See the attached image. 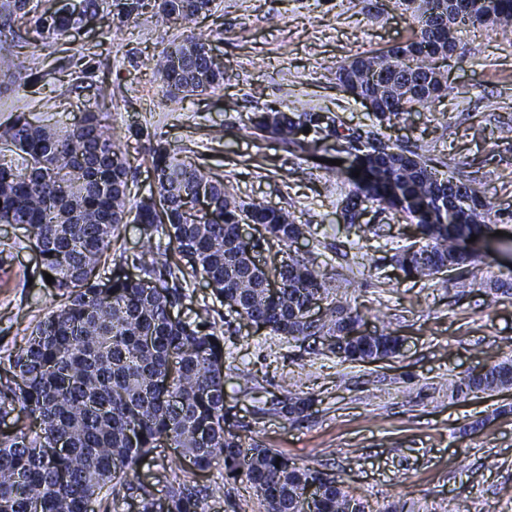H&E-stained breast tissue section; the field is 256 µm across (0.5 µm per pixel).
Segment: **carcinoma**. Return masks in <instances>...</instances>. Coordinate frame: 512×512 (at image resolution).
<instances>
[{
    "label": "carcinoma",
    "instance_id": "cac0c4a2",
    "mask_svg": "<svg viewBox=\"0 0 512 512\" xmlns=\"http://www.w3.org/2000/svg\"><path fill=\"white\" fill-rule=\"evenodd\" d=\"M214 0H84L83 13L103 11L116 25L152 13L185 24L212 10ZM409 14L413 36L385 51L357 56L336 71L345 91L370 101L377 124L406 110L428 108L448 91L435 57L456 45L472 26L512 31V0H394ZM79 18L57 10L34 19L45 42L65 37ZM205 39L190 33L173 39L155 68L168 93L203 94L224 80V66L207 64ZM11 53L0 54V88L17 80ZM106 112H87L70 127L30 121L25 114L0 126V224L23 222L41 256L42 271L59 305L21 338L0 384V512H88L89 503L110 491L157 448H178L185 461L205 470L224 461L226 479L246 477L265 512H302L306 486H318L317 512H355L365 504L330 473L296 466L272 448L243 447L226 428L224 350L213 326L174 309L188 295L187 278L204 276L219 297L239 301L235 314L277 336L305 340L334 336L361 318L331 301L322 316L304 309L332 294L320 267L290 257L262 271L250 264L238 240L240 224L282 246L304 233L291 213L264 201L238 203L224 183L201 172L169 148L153 149L155 186L131 201L128 151L114 139ZM310 112L269 109L252 123L282 142H294L308 127L337 135ZM357 168L370 176L342 201L351 216L367 203L403 214L420 237L399 250L406 276L433 280L445 266L459 271L466 287L472 258L461 241L491 223L493 205L472 180L438 171L419 153L387 147L380 133H352ZM454 223L441 222L448 208ZM163 230L180 261L160 259L149 247L132 265L133 280L115 274L103 282L95 270L129 216ZM280 281L272 292L269 279ZM400 337L383 331L349 344L343 360L365 362L399 354ZM512 384V361L491 366L478 379L450 382L458 393L494 391ZM306 400L288 396L280 412L301 414ZM202 490L187 482L170 485L165 512H205Z\"/></svg>",
    "mask_w": 512,
    "mask_h": 512
}]
</instances>
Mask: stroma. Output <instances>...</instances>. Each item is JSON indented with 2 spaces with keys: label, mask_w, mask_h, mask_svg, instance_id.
Masks as SVG:
<instances>
[{
  "label": "stroma",
  "mask_w": 512,
  "mask_h": 512,
  "mask_svg": "<svg viewBox=\"0 0 512 512\" xmlns=\"http://www.w3.org/2000/svg\"><path fill=\"white\" fill-rule=\"evenodd\" d=\"M36 2L83 19L49 45L26 23L0 32V45L21 62L16 84L0 92V124L37 115L48 97L68 124L108 112L129 152L136 200L154 187L153 147L183 149L238 202L289 210L305 233L287 255L323 264L336 300L357 310L369 332L389 328L403 339L388 361L344 362L317 339L300 343L256 329L203 278L193 279L187 305L224 339L225 404L243 443L335 473L366 512H512V387L469 395L448 389L449 380L512 359V39L490 26L461 33L455 52L439 62L447 96L382 127L389 144L475 180L494 206L493 232L466 245L473 276L459 288L451 272L422 282L398 268L394 256L413 224L374 206L358 225L341 213L354 179L345 137L370 121L335 73L411 37L408 14L392 0H214L185 28L149 13L118 28L105 14H83L82 0ZM186 30L223 59L224 83L170 97L152 58ZM270 107L332 117L343 139L274 140L250 123ZM40 269L26 230L0 224L1 363L55 303ZM289 391L311 399L304 416L279 413ZM177 479L212 490L206 512H264L249 483L225 481L223 461L195 470L175 448L156 449L91 508L141 512L139 486L161 500Z\"/></svg>",
  "instance_id": "1"
}]
</instances>
